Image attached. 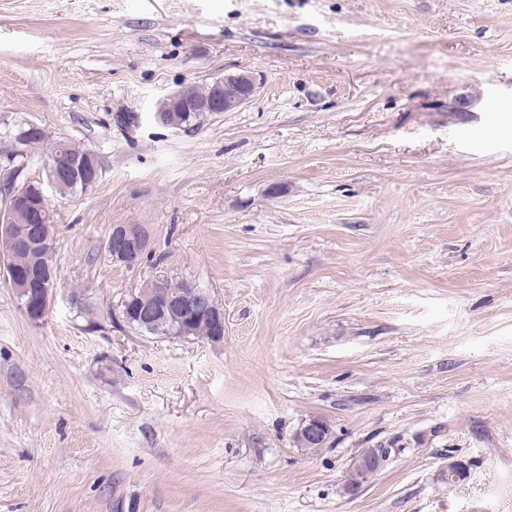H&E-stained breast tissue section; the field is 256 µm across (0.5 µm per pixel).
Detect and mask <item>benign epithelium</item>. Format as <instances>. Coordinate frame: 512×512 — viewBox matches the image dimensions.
Masks as SVG:
<instances>
[{"mask_svg":"<svg viewBox=\"0 0 512 512\" xmlns=\"http://www.w3.org/2000/svg\"><path fill=\"white\" fill-rule=\"evenodd\" d=\"M256 92L255 77L249 72L226 74L214 81L211 92L204 97L192 94L190 88L183 87L165 96L153 112L154 120L170 129L183 130L175 121L177 112H232L246 104ZM46 202L41 185L27 182L9 193L8 211L0 212V241L11 250L27 246L33 249L47 250L53 247V241L43 235L42 224L46 210L40 203ZM28 213L34 218L30 224H17L14 216ZM150 237L146 226L140 224H114L109 247L112 259L119 260L130 270L141 268L145 254L149 249ZM8 280L22 303L29 319L39 321L47 312L49 288L46 279L27 263L13 265ZM169 313L179 322L178 335L188 337L195 331L198 317H207L217 325L210 341L224 339V308L211 303L210 294L196 288L171 302L164 296L160 284L152 289L145 288L141 296L124 303L116 320L135 321L152 327L158 317ZM330 434V426L321 417L312 416L304 421L297 432L301 444L307 448H321ZM389 457L386 448H366L354 460L352 471L363 474L384 466Z\"/></svg>","mask_w":512,"mask_h":512,"instance_id":"obj_1","label":"benign epithelium"}]
</instances>
